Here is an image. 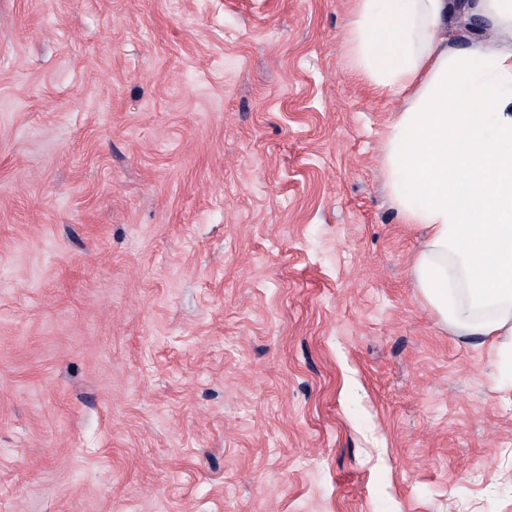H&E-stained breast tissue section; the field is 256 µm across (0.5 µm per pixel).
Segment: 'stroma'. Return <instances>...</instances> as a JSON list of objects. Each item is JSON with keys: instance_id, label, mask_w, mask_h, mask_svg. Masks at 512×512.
<instances>
[{"instance_id": "35a3bbf8", "label": "stroma", "mask_w": 512, "mask_h": 512, "mask_svg": "<svg viewBox=\"0 0 512 512\" xmlns=\"http://www.w3.org/2000/svg\"><path fill=\"white\" fill-rule=\"evenodd\" d=\"M349 0H0V512H512Z\"/></svg>"}]
</instances>
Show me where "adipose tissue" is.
<instances>
[{"label": "adipose tissue", "instance_id": "ef3b65f1", "mask_svg": "<svg viewBox=\"0 0 512 512\" xmlns=\"http://www.w3.org/2000/svg\"><path fill=\"white\" fill-rule=\"evenodd\" d=\"M361 82L397 109L382 167L437 322L512 365V0H353Z\"/></svg>", "mask_w": 512, "mask_h": 512}]
</instances>
